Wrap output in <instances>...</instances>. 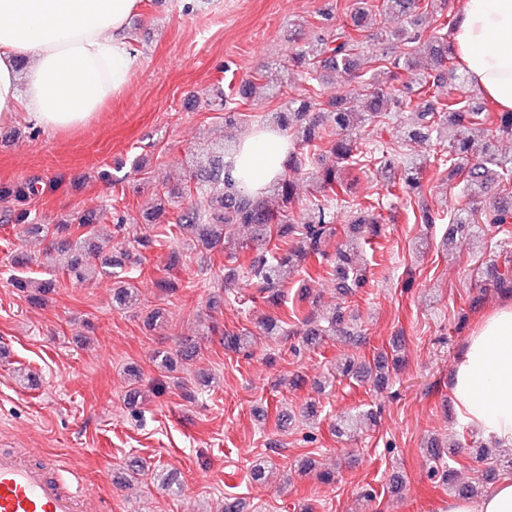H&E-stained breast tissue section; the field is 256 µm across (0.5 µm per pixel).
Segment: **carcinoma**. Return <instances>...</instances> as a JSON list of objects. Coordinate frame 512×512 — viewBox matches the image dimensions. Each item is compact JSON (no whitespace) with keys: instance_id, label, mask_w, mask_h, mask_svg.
<instances>
[{"instance_id":"carcinoma-1","label":"carcinoma","mask_w":512,"mask_h":512,"mask_svg":"<svg viewBox=\"0 0 512 512\" xmlns=\"http://www.w3.org/2000/svg\"><path fill=\"white\" fill-rule=\"evenodd\" d=\"M382 6L402 20L403 25L390 32L389 37L404 49L394 57L382 54L375 58L370 74L357 87L320 101L321 85L327 78L336 75L348 82L358 68L359 42L345 25L320 27L311 41L288 56L282 82L291 87L299 85V93L288 98L279 111L267 114L263 123L294 136L296 147L288 153L281 176L260 194L246 191L232 178L228 158L236 150L237 141L228 137L214 146L198 148L181 184L171 187L158 178L151 182L156 204L142 212L140 223L145 228L141 230L127 222L125 211L112 206L79 211L54 224H43L30 206L44 189L41 178L0 184V222L20 224L29 236L46 242L40 259L23 252L11 258L9 285L29 304L41 306L55 292L61 277L80 284L106 278L112 280L114 306L121 310L133 308L141 302L134 278L145 252L167 245L173 248V264L179 261L183 250L205 260L212 252L224 250L226 237L242 224L252 229L250 240L245 243V249L250 251L246 274L265 304L281 306L282 288L312 259L330 266L337 290L345 297L368 281V269L360 262L357 249L380 236L383 217L367 207L353 223L340 229L334 224L326 200L347 192L346 174L380 162L387 188L398 187L416 198L420 223L434 224L440 217L421 190L422 174L431 163L438 169L446 166L461 178L460 201L454 208L448 238L477 239L494 229L505 230L512 224V155L499 152L496 142L500 137H512V111L493 113L480 104L468 107L453 91L451 82L459 79V61L449 33L448 0H382ZM262 78L259 74L240 86L239 100L254 102L276 95L278 88L262 83ZM208 105L224 111L226 128L237 125L244 116L236 108L226 107L222 92ZM393 112H408L417 119L415 125L402 127V138L438 145L427 158L405 161L398 174L394 162L388 158L378 160L352 136L358 124L376 120L382 123ZM475 126L486 132L476 158L471 155L470 138ZM324 148L334 155L335 164L310 168V153ZM126 167L131 173L141 172L144 158L134 156L113 167H102L98 177L119 188L127 178L119 172ZM307 170L319 196L310 201L306 216L298 222L291 215L295 184L288 173ZM494 184L501 186V192L491 202L482 203V196ZM152 224L159 226V231H153ZM337 236L341 241L330 254L325 246ZM33 265L43 269V277L31 276ZM489 267L495 291L512 296V257L505 254L501 262L492 259ZM219 305L218 297L210 301L207 312L199 318L197 336L181 340L174 349L153 352L157 378L145 384L140 371L127 370L125 398L129 407L135 409L144 404L149 393L162 394L170 383L181 388L189 400L195 398L196 389L210 387V374L200 369L191 380L176 373L196 362L201 341L211 336L221 337L228 350L249 352L260 336L275 342L285 335V322L270 314L254 322L256 333L247 328L226 330L215 317ZM299 323L303 326L302 342L308 345H319L329 335L346 338L354 345L361 343L355 317L341 304L326 314L307 312ZM400 346L399 340L392 343L391 352L370 362L345 358L315 382L317 392L333 388L338 379L368 383L375 391L383 392L399 365ZM378 418L380 411L374 405L363 404L353 412L337 415L332 430L336 438L351 442L356 440L358 421L375 426ZM456 448V443L442 448L432 441L425 450L427 461L442 484L448 486L450 498H476L481 495L479 487L457 482L449 466ZM504 469L512 471V457L485 468L481 483H493ZM299 471L304 475L315 473L322 484L336 482V472L319 470L311 458L301 461Z\"/></svg>"}]
</instances>
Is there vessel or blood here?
Segmentation results:
<instances>
[{
  "label": "vessel or blood",
  "mask_w": 512,
  "mask_h": 512,
  "mask_svg": "<svg viewBox=\"0 0 512 512\" xmlns=\"http://www.w3.org/2000/svg\"><path fill=\"white\" fill-rule=\"evenodd\" d=\"M100 502L56 474L51 464H31L0 449V512H99Z\"/></svg>",
  "instance_id": "b4317fda"
}]
</instances>
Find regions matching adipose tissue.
Here are the masks:
<instances>
[{"label":"adipose tissue","instance_id":"obj_1","mask_svg":"<svg viewBox=\"0 0 512 512\" xmlns=\"http://www.w3.org/2000/svg\"><path fill=\"white\" fill-rule=\"evenodd\" d=\"M142 0H0V124L25 116L67 131L121 95L133 63L127 36ZM473 83L512 111V0H463L453 32ZM287 138L257 130L245 137L233 171L248 190L275 180ZM451 391L461 420L500 447H512V302L471 330L453 365ZM448 512H512V478L479 500L454 499Z\"/></svg>","mask_w":512,"mask_h":512}]
</instances>
